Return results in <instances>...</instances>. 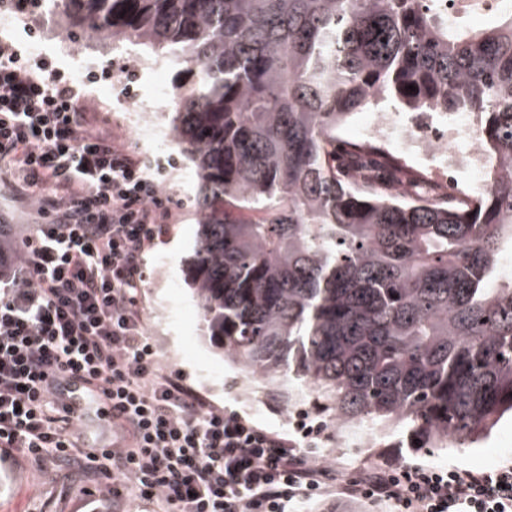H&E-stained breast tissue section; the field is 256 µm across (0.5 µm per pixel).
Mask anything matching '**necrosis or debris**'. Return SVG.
Listing matches in <instances>:
<instances>
[{"instance_id":"obj_1","label":"necrosis or debris","mask_w":512,"mask_h":512,"mask_svg":"<svg viewBox=\"0 0 512 512\" xmlns=\"http://www.w3.org/2000/svg\"><path fill=\"white\" fill-rule=\"evenodd\" d=\"M363 139L395 145L401 157L416 163L423 180L443 195L462 197L475 191L486 167L481 132L468 113H370L363 122ZM465 136L464 148L454 147Z\"/></svg>"}]
</instances>
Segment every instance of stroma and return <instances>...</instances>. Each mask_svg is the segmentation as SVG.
<instances>
[{"mask_svg":"<svg viewBox=\"0 0 512 512\" xmlns=\"http://www.w3.org/2000/svg\"><path fill=\"white\" fill-rule=\"evenodd\" d=\"M41 25L37 34L25 33L15 14H0V30L21 35L31 52L53 58L71 76L86 80L93 72L111 67L114 77L88 83L87 95L108 106L106 115L113 134L139 153L160 160L165 170L160 176L163 194L177 217L155 240L145 256L146 278L141 306L145 331L154 343L161 366L181 374L186 383L211 403L238 412L261 428L288 433L296 413L308 415L321 425L319 438L302 445L305 456L325 460L330 486L343 488L365 474L394 465H452L462 470H491L512 463V416H504L484 440L457 448L436 450L407 447L402 430L358 423L335 427L324 402L303 391L299 381L289 387L279 383L244 380L237 367L211 343L187 286L183 265L193 253L198 215L195 207V172L178 147L148 149L140 142L131 99L168 115L174 104L167 97L173 72L150 47L104 37H66L61 33L58 15L45 4L35 8ZM29 207L10 183L0 182V222L9 225L13 244H24L33 237ZM109 478L73 469L67 484H56L51 473L28 463H0V512H144L143 503L113 499Z\"/></svg>","mask_w":512,"mask_h":512,"instance_id":"1","label":"stroma"}]
</instances>
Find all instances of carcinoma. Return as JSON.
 Segmentation results:
<instances>
[{
  "instance_id": "cac0c4a2",
  "label": "carcinoma",
  "mask_w": 512,
  "mask_h": 512,
  "mask_svg": "<svg viewBox=\"0 0 512 512\" xmlns=\"http://www.w3.org/2000/svg\"><path fill=\"white\" fill-rule=\"evenodd\" d=\"M60 2L66 25L174 71L200 220L186 278L247 378L293 376L333 422L394 421L413 448L477 443L512 413L511 8L473 30L435 0ZM388 95L474 114L486 188L407 200L394 155L336 138Z\"/></svg>"
}]
</instances>
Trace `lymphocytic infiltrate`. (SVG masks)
<instances>
[{"label":"lymphocytic infiltrate","instance_id":"obj_1","mask_svg":"<svg viewBox=\"0 0 512 512\" xmlns=\"http://www.w3.org/2000/svg\"><path fill=\"white\" fill-rule=\"evenodd\" d=\"M82 87L46 57L0 37V180L34 205L20 262L0 275V455L86 470L159 512H288L323 497L325 469L295 441L213 405L163 370L139 295L144 254L174 213L161 165L103 131ZM64 378L111 398L134 441L82 445ZM399 512H512V465L471 472L400 466L345 490Z\"/></svg>","mask_w":512,"mask_h":512}]
</instances>
